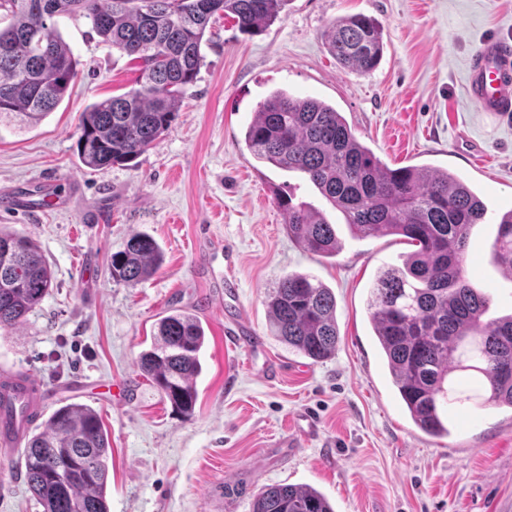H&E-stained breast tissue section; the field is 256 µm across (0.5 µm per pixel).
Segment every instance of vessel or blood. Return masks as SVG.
<instances>
[{"label": "vessel or blood", "mask_w": 512, "mask_h": 512, "mask_svg": "<svg viewBox=\"0 0 512 512\" xmlns=\"http://www.w3.org/2000/svg\"><path fill=\"white\" fill-rule=\"evenodd\" d=\"M466 90L480 111L512 114V41L486 40L475 52L468 71ZM235 345L250 347L256 331L244 317L227 329ZM39 381L0 395V451L10 452L22 442L21 430L38 402Z\"/></svg>", "instance_id": "vessel-or-blood-1"}]
</instances>
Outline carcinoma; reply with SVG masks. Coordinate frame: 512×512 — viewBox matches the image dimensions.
Instances as JSON below:
<instances>
[{
  "label": "carcinoma",
  "mask_w": 512,
  "mask_h": 512,
  "mask_svg": "<svg viewBox=\"0 0 512 512\" xmlns=\"http://www.w3.org/2000/svg\"><path fill=\"white\" fill-rule=\"evenodd\" d=\"M288 0H0V125L30 128L65 98L79 61L57 33L61 15L86 19L102 42L130 57L138 87L98 100L82 113L79 162L100 170L130 164L176 118L204 64L207 27L217 16L241 32L274 22ZM338 63L362 73L384 52L379 23L366 15L336 19L327 33ZM252 156L305 174L344 214L353 236H397L414 247L402 265L378 273L367 307L398 396L414 425L431 437L448 434V409L494 404L512 409V313L485 319L489 298L473 287L465 262L470 232L487 205L443 168H391L361 143L344 116L315 99L275 90L245 131ZM288 236L314 255L342 245L323 214L291 194H275ZM492 260L512 272V210L499 216ZM162 264L158 243L135 234L112 254V281L135 286ZM53 288L40 246L0 230V329L23 324ZM273 336L315 363L336 352V297L314 276L291 273L270 295ZM205 328L197 314L161 317L151 347L139 357L142 375L171 407L194 413ZM108 435L87 404L64 403L39 432H29L24 466L44 512H108ZM252 512H334L309 486L273 485L253 498Z\"/></svg>",
  "instance_id": "1"
}]
</instances>
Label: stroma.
Here are the masks:
<instances>
[{
  "mask_svg": "<svg viewBox=\"0 0 512 512\" xmlns=\"http://www.w3.org/2000/svg\"><path fill=\"white\" fill-rule=\"evenodd\" d=\"M362 13L383 30L378 68L340 67L326 33ZM56 30L79 60L69 97L27 131L0 126V228L33 237L53 288L27 321L0 331V370L46 381L44 414L62 402L97 410L109 433V512H252L276 484L311 486L335 512H512V409L452 417L444 437L422 433L378 352L367 299L380 270L400 265L394 236H351L342 213L299 172L256 161L244 134L277 89L342 112L358 139L396 168L451 170L488 205L470 234L467 276L490 298V317L512 312V274L491 261L498 216L512 209V116L478 111L464 85L487 39L512 37V0H290L256 33L231 20L171 127L136 166L93 171L76 156L77 125L91 103L128 91L129 57L103 44L85 19ZM59 189L64 202L28 208L25 193ZM310 202L335 224L336 256L289 238L275 190ZM152 236L160 269L136 286L109 264L129 235ZM307 273L336 296L339 341L320 363L269 330L280 280ZM234 284L236 298L226 297ZM172 309L197 311L206 330L193 415L172 410L138 367ZM255 326L256 353L232 347L237 313ZM280 366L274 381L264 362ZM314 418L313 435L300 415ZM298 436L297 447L282 445ZM0 512H43L28 489L22 450L0 454Z\"/></svg>",
  "mask_w": 512,
  "mask_h": 512,
  "instance_id": "35a3bbf8",
  "label": "stroma"
}]
</instances>
